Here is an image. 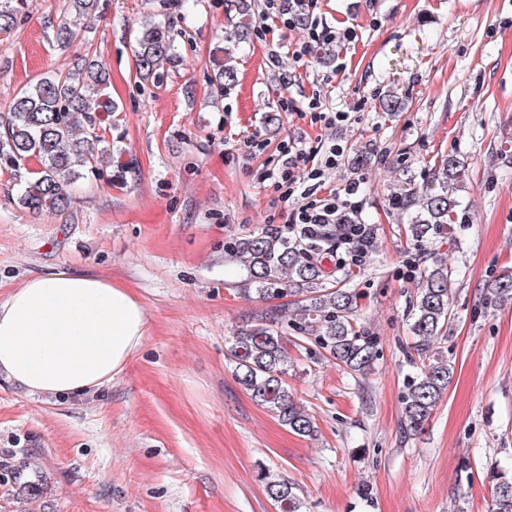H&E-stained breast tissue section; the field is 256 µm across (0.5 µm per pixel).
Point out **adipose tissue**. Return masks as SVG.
<instances>
[{"label": "adipose tissue", "instance_id": "adipose-tissue-1", "mask_svg": "<svg viewBox=\"0 0 512 512\" xmlns=\"http://www.w3.org/2000/svg\"><path fill=\"white\" fill-rule=\"evenodd\" d=\"M148 332L127 288L87 272L35 275L0 297V376L32 395L80 397L111 383Z\"/></svg>", "mask_w": 512, "mask_h": 512}]
</instances>
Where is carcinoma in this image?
<instances>
[{
  "label": "carcinoma",
  "mask_w": 512,
  "mask_h": 512,
  "mask_svg": "<svg viewBox=\"0 0 512 512\" xmlns=\"http://www.w3.org/2000/svg\"><path fill=\"white\" fill-rule=\"evenodd\" d=\"M73 15L59 24L60 44L74 37L80 22L92 16L95 0H71ZM24 0H0V31L8 32ZM133 57L139 76L156 77L166 65L179 62L170 30L145 21L135 37ZM225 57L224 68L212 81L216 89L236 82L237 72ZM107 64L81 57L65 71L54 72L21 87L8 110L0 112V160L13 170L33 159L34 176L21 185L18 202L37 212L63 213L71 198L68 187L111 157L110 144L100 130L102 112H115L109 98ZM466 176L456 153L441 156L426 183L405 185L392 194V205L407 215L405 233L421 246L429 239H446L460 206L458 192ZM333 240L321 235L302 240L277 228L240 237L230 246L231 257L245 272L243 292L272 303L264 316L238 328L229 351L234 376L260 406L274 413L294 433L314 438L315 419L302 410L288 391L286 375L292 363L288 342L296 339L310 355L326 353L347 369L363 373L377 354V337L363 325L353 289L329 279L322 262L332 256ZM453 271L434 256L423 266L410 296L409 319L413 344L410 362L416 367L407 379L402 409L407 428L417 431L429 419L448 388L452 366L441 341L448 331L454 293ZM488 291L498 305L512 304V270H501L489 280ZM493 512H512V475L495 472ZM268 496L278 512H302L296 487L282 475L264 472Z\"/></svg>",
  "instance_id": "carcinoma-1"
}]
</instances>
